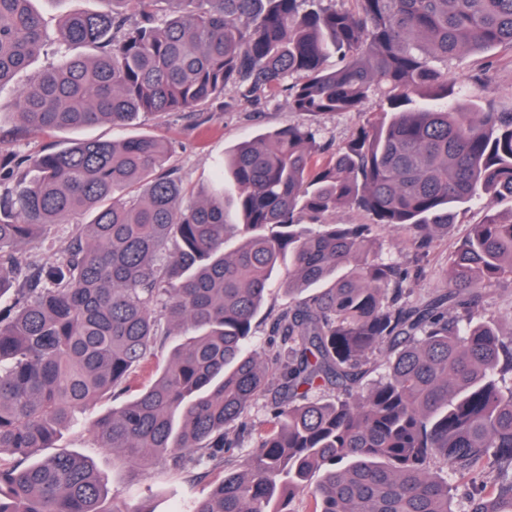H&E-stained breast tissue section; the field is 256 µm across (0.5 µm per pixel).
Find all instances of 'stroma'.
I'll use <instances>...</instances> for the list:
<instances>
[{
	"instance_id": "1",
	"label": "stroma",
	"mask_w": 512,
	"mask_h": 512,
	"mask_svg": "<svg viewBox=\"0 0 512 512\" xmlns=\"http://www.w3.org/2000/svg\"><path fill=\"white\" fill-rule=\"evenodd\" d=\"M58 60L54 46H47L12 84L0 88V148L36 156L79 139L151 135L168 144L167 165L177 172L188 195L194 197L201 189L220 183L219 165L234 145L268 130L307 121L306 116L289 111L285 98L253 105L241 101L236 92L228 88L221 97L193 111L145 114L123 128L102 123L77 130L18 133L11 110L19 89ZM479 73L484 74L485 80L478 85L474 77ZM448 80L455 84L462 108H471L477 102L493 103L500 110L512 108V52L495 48L465 53L449 60ZM381 109V98L375 94L363 103L360 111L324 115L317 118L316 123L323 138L338 147L360 125L377 121ZM483 217L482 203L474 202L460 209L447 231L440 233L425 253L415 250L409 233L371 224L369 216L363 212L340 208L327 215L326 220L331 224H371L382 244L383 258L393 260L407 271L405 286L410 298L420 301L444 288L449 255L471 226L481 223ZM70 236V225L56 224L24 245L21 252L27 260L51 262L59 257ZM112 407L109 399L87 404L76 412L73 423L60 432L53 445L54 452L77 453L92 462L108 490V501L124 503L132 512H185L192 499L206 494L220 480L221 474L216 470L206 472L190 467L176 472L162 462L145 475L117 465L110 451L95 446L89 430L90 424Z\"/></svg>"
}]
</instances>
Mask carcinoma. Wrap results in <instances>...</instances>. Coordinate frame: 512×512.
Returning <instances> with one entry per match:
<instances>
[{
    "instance_id": "cac0c4a2",
    "label": "carcinoma",
    "mask_w": 512,
    "mask_h": 512,
    "mask_svg": "<svg viewBox=\"0 0 512 512\" xmlns=\"http://www.w3.org/2000/svg\"><path fill=\"white\" fill-rule=\"evenodd\" d=\"M32 2L0 0V87L46 46ZM100 2L60 17L59 62L14 102L21 128L125 126L227 87L259 103L283 94L310 118L380 92L388 118L333 151L312 123L237 145L220 171L229 200L222 182L185 200L155 137L20 160L0 149L15 179L0 199V298L13 290L0 319V512H132L103 507L86 457L36 454L166 346L152 383L92 434L138 471H222L188 512H295L301 495L309 512H512V332L481 318L487 287L512 275V219L496 209L512 199V112L463 111L447 77L466 51L512 52V0ZM425 87L443 104L420 106ZM472 201L482 223L449 257L445 291L419 305L403 269L378 258L372 224H305L355 208L427 249ZM227 203L240 223H226ZM86 212L59 260L22 266V245ZM280 270L288 293L308 295L272 317L264 358L253 320ZM271 387L259 428L251 410ZM489 475V491L468 493Z\"/></svg>"
}]
</instances>
